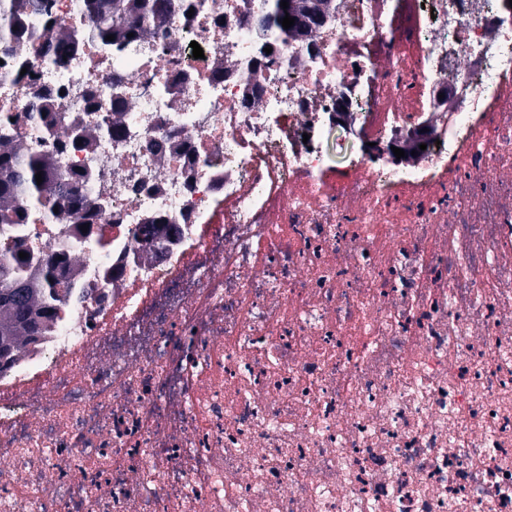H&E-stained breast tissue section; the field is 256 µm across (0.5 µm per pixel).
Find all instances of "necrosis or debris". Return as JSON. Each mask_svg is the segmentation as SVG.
I'll use <instances>...</instances> for the list:
<instances>
[{
    "label": "necrosis or debris",
    "mask_w": 512,
    "mask_h": 512,
    "mask_svg": "<svg viewBox=\"0 0 512 512\" xmlns=\"http://www.w3.org/2000/svg\"><path fill=\"white\" fill-rule=\"evenodd\" d=\"M191 2L59 67L88 22L51 0L0 56V125L96 212L0 225L70 261L0 370V512H512V0H336L286 42ZM340 112L422 160L331 169ZM77 116L114 132L73 150Z\"/></svg>",
    "instance_id": "obj_1"
}]
</instances>
